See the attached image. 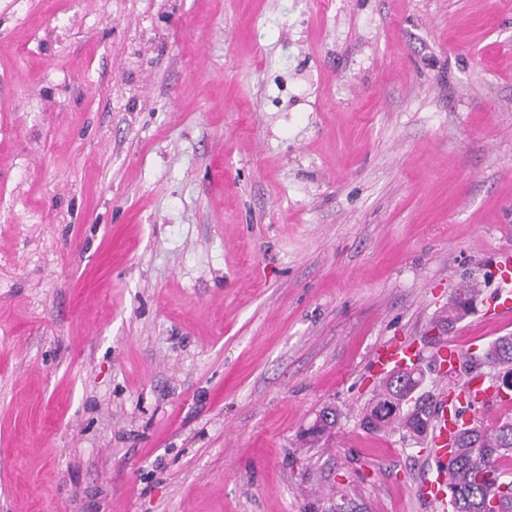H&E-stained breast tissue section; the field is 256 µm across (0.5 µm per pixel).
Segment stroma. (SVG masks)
<instances>
[{"label":"stroma","mask_w":512,"mask_h":512,"mask_svg":"<svg viewBox=\"0 0 512 512\" xmlns=\"http://www.w3.org/2000/svg\"><path fill=\"white\" fill-rule=\"evenodd\" d=\"M507 251L512 0H0V512H431L374 356Z\"/></svg>","instance_id":"35a3bbf8"}]
</instances>
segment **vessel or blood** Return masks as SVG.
I'll return each mask as SVG.
<instances>
[{
    "label": "vessel or blood",
    "instance_id": "1",
    "mask_svg": "<svg viewBox=\"0 0 512 512\" xmlns=\"http://www.w3.org/2000/svg\"><path fill=\"white\" fill-rule=\"evenodd\" d=\"M435 419L431 435V456L436 461L438 469L434 479L421 483L416 494L426 501L433 512H447L448 509V442L451 432L456 429V423L448 409V389L439 387L435 393Z\"/></svg>",
    "mask_w": 512,
    "mask_h": 512
}]
</instances>
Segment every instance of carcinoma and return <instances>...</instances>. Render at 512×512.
I'll use <instances>...</instances> for the list:
<instances>
[{
    "mask_svg": "<svg viewBox=\"0 0 512 512\" xmlns=\"http://www.w3.org/2000/svg\"><path fill=\"white\" fill-rule=\"evenodd\" d=\"M478 291L467 286L457 290L448 305L443 324L453 328L460 320L463 305L473 303ZM491 364L512 373V336L492 341L480 354H466L459 374L479 377L482 366ZM413 392L409 382L386 375L362 419L364 428L380 431L398 428L413 440L426 436L427 408L433 407L430 396L420 394L421 404L413 409L402 406ZM336 412L325 408L318 415L311 434L319 436L336 425ZM448 466V512H512V481L504 478L500 461L512 456V418L506 416L492 426L474 423L455 432Z\"/></svg>",
    "mask_w": 512,
    "mask_h": 512,
    "instance_id": "1",
    "label": "carcinoma"
}]
</instances>
